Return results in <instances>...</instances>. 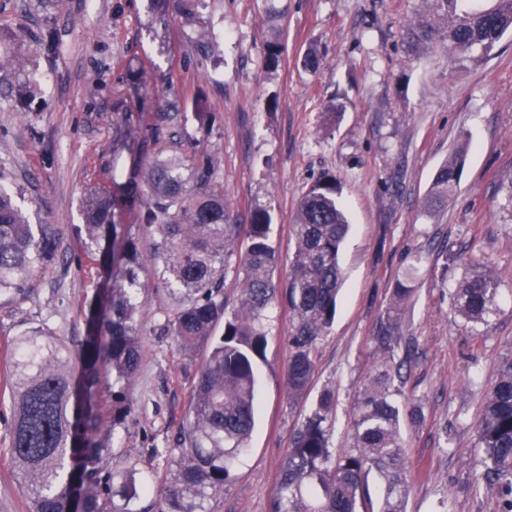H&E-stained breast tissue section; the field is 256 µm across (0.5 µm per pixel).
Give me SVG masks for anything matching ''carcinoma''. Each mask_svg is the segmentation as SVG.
Listing matches in <instances>:
<instances>
[{"mask_svg": "<svg viewBox=\"0 0 512 512\" xmlns=\"http://www.w3.org/2000/svg\"><path fill=\"white\" fill-rule=\"evenodd\" d=\"M201 0H148L151 24L165 27L170 10L188 26ZM424 11L406 30L409 50L441 48L467 56L490 51L512 33V0H424ZM123 128L113 157L128 154L133 168L116 191L95 190L84 200L76 238L82 254L107 274L95 290L86 335L79 343L80 372L74 376L71 348L44 327L13 341L8 448L29 499V512H211L209 503L234 477L247 450L258 412L257 359L266 346L264 321L275 305L276 251L271 215L262 207L243 224L224 198L220 157L206 146L191 153H163L183 124L178 105L146 114L122 112ZM463 169L458 152L437 169L425 206L443 207L457 191ZM500 209L512 219V172L498 184ZM341 185L320 176L300 198L294 221L295 255L284 295L293 312L288 396L304 394L316 371L317 345L332 326L343 283L339 253L348 222ZM152 238L144 255L140 236ZM52 224H32L11 186L0 182V295L16 293L55 257ZM149 261L169 305L162 329L191 354L206 347L195 373L177 447L166 459L162 484L109 468L112 438L128 409L123 391L138 371L140 279ZM453 291L456 314L485 324L495 312L499 280L479 262ZM240 283L237 303L224 297L228 269ZM415 293V271L396 281L387 321L374 337L379 368L357 402L353 445L334 453L330 428L335 393L320 392L297 428L284 461L271 512H364L367 479L381 483L377 512H406L411 472L400 436L404 413L417 406L401 399L403 363L399 311ZM222 333H217L218 327ZM112 393V415L102 394ZM486 478L512 496V359L504 361L486 390L477 422Z\"/></svg>", "mask_w": 512, "mask_h": 512, "instance_id": "cac0c4a2", "label": "carcinoma"}]
</instances>
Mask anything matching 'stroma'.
<instances>
[{"instance_id":"1","label":"stroma","mask_w":512,"mask_h":512,"mask_svg":"<svg viewBox=\"0 0 512 512\" xmlns=\"http://www.w3.org/2000/svg\"><path fill=\"white\" fill-rule=\"evenodd\" d=\"M423 0H204L198 24L171 16L149 25L147 0H0V57L30 60L37 81L16 85L0 69V171L31 223L51 224L57 253L27 288L0 296V512H28L8 452L11 342L34 325L69 344L86 331L96 268L78 260L74 226L92 189L112 186L116 115L137 110L124 83L142 72L148 98L179 100L191 143L214 149L224 195L240 219L263 207L273 217L275 280L286 285L294 257L293 219L301 195L322 174L343 184L350 230L340 263L345 283L335 321L318 344L314 380L288 397L292 314L272 310L257 362L259 413L235 479L212 512H270L294 431L319 392L336 394L330 447L352 443L359 395L376 365L374 338L392 288L415 268L416 292L401 319L397 358H410L403 388L421 423L401 434L413 475L407 512H499L497 488L477 486L482 465L476 422L488 384L512 358V223L499 208V177L512 169V37L481 58L458 63L442 50L412 58L402 30ZM220 29L211 59L198 61L196 30ZM281 39L277 68L266 46ZM315 51L322 64L305 71ZM205 98L201 125L192 108ZM464 153L457 194L436 214L422 203L438 167ZM466 254L500 282L497 309L473 325L454 311L452 291ZM141 311L142 360L125 392L130 409L117 430L111 466L138 477L163 471L205 353H178L161 329L165 290L151 271Z\"/></svg>"}]
</instances>
